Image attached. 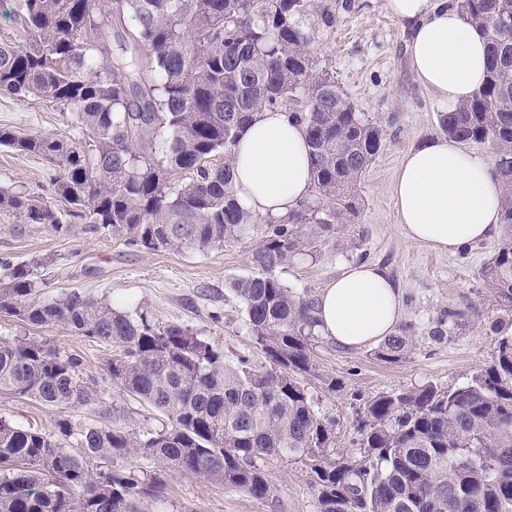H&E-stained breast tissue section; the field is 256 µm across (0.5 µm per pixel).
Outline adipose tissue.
<instances>
[{
	"label": "adipose tissue",
	"mask_w": 512,
	"mask_h": 512,
	"mask_svg": "<svg viewBox=\"0 0 512 512\" xmlns=\"http://www.w3.org/2000/svg\"><path fill=\"white\" fill-rule=\"evenodd\" d=\"M409 34L411 66L426 88L448 105L468 100L483 84L484 33L447 0H386ZM237 199L262 216H284L311 189L304 127L284 112L260 113L234 149ZM393 197L410 242L446 252L488 237L500 224L502 190L484 155L448 137L415 147L403 158ZM402 316L399 288L386 269L351 263L319 293V333L356 352L391 335Z\"/></svg>",
	"instance_id": "adipose-tissue-1"
}]
</instances>
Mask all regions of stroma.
Segmentation results:
<instances>
[{"mask_svg": "<svg viewBox=\"0 0 512 512\" xmlns=\"http://www.w3.org/2000/svg\"><path fill=\"white\" fill-rule=\"evenodd\" d=\"M326 10L336 16L330 28L321 24ZM307 21L316 28L311 48L319 66L334 75L357 111L377 123L382 146L360 180L358 217L278 276L288 288L316 295L349 263L379 264L401 290L403 323L416 328L409 353L393 363L376 359L366 349L345 352L329 340L317 348L322 373L336 377L341 386L329 392L314 380L309 391L320 411L336 417L335 448L346 452L354 447L358 413L367 400L404 387L464 384L489 359L496 338L512 330V310L497 305L477 277L498 237L443 253L406 240L397 222L392 196L396 170L420 140L439 135L437 114L443 106L417 80L408 34L387 12L385 0H311ZM0 126L29 135L81 139L70 113L43 99L19 101L1 92ZM52 172V164L42 157L0 147L2 188L48 199ZM16 222V217L0 213V261L37 260L34 276L41 300L76 290L121 311L141 310L157 322L189 326L223 349L226 358L240 354L264 364L245 325L243 306L228 288L232 278L251 273L260 231L215 248L148 251L79 226L60 236L41 224L19 230ZM449 310L463 312V320L434 338L438 319ZM25 335L59 352L80 355L85 372L96 380L97 398L76 408V419L92 423L107 416L115 425L141 433L159 429L160 416L113 383L108 371L112 346L72 335L57 324L29 327L0 313V337ZM0 416L24 428L49 429L55 423L54 413L40 403L9 396H0ZM165 480L164 501L144 502L143 512H316L307 468L294 459L270 467L276 495L272 501L187 474L170 472Z\"/></svg>", "mask_w": 512, "mask_h": 512, "instance_id": "stroma-1", "label": "stroma"}]
</instances>
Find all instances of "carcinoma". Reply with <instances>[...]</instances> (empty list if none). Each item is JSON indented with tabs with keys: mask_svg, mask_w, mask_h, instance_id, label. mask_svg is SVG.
<instances>
[{
	"mask_svg": "<svg viewBox=\"0 0 512 512\" xmlns=\"http://www.w3.org/2000/svg\"><path fill=\"white\" fill-rule=\"evenodd\" d=\"M20 26L0 43V92L46 99L72 113L84 141L0 127V147L57 163L54 205L0 188V212L66 235L77 224L151 251L219 247L265 226L254 272L230 281L268 364L226 359L192 329L160 325L79 292L37 299L33 264L0 262V313L60 324L116 348L112 380L160 413L140 434L87 424L69 410L96 393L76 354L30 336L0 338V396L56 414L46 431L0 417V512H141L164 497L115 460L141 454L162 468L257 499L273 496L268 468L307 467L317 512H512V334L466 384L381 393L357 420L359 452L331 455L336 418L315 408L316 299L276 271L358 214L357 186L381 148L377 124L355 110L311 54L309 0H10ZM487 39L483 86L440 112V131L485 146L502 188L503 235L481 268L483 286L512 307V0H448ZM287 112L305 128L310 197L284 217L242 209L233 148L255 115ZM316 227L309 235L303 226ZM409 329L374 356L394 362Z\"/></svg>",
	"mask_w": 512,
	"mask_h": 512,
	"instance_id": "cac0c4a2",
	"label": "carcinoma"
}]
</instances>
